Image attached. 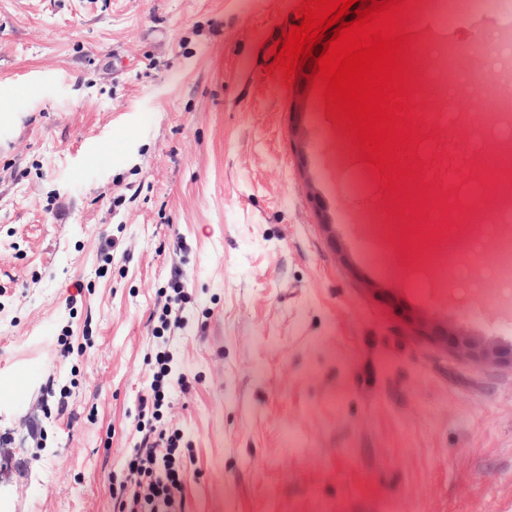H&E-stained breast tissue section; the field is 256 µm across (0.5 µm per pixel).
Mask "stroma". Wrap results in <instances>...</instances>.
Instances as JSON below:
<instances>
[{
    "label": "stroma",
    "instance_id": "1",
    "mask_svg": "<svg viewBox=\"0 0 512 512\" xmlns=\"http://www.w3.org/2000/svg\"><path fill=\"white\" fill-rule=\"evenodd\" d=\"M299 0H0V512H113L141 437L174 438L184 512H512V369L435 360L401 312L501 346L380 179L264 40ZM428 197L452 160L419 123ZM388 216L382 273L344 218ZM330 231H323L321 222ZM385 291L375 299L361 279ZM184 327L161 328L172 281ZM445 282L452 304L411 301ZM166 399L138 414L157 352ZM183 373L187 387L175 375Z\"/></svg>",
    "mask_w": 512,
    "mask_h": 512
}]
</instances>
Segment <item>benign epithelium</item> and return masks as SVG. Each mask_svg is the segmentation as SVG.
<instances>
[{
    "label": "benign epithelium",
    "instance_id": "benign-epithelium-1",
    "mask_svg": "<svg viewBox=\"0 0 512 512\" xmlns=\"http://www.w3.org/2000/svg\"><path fill=\"white\" fill-rule=\"evenodd\" d=\"M306 103L297 97L292 101L291 115L293 131L300 134ZM407 328L412 338L428 352L442 358H459L475 365H512V350L492 347L476 342L470 336L449 332L432 318L409 314L406 316Z\"/></svg>",
    "mask_w": 512,
    "mask_h": 512
}]
</instances>
